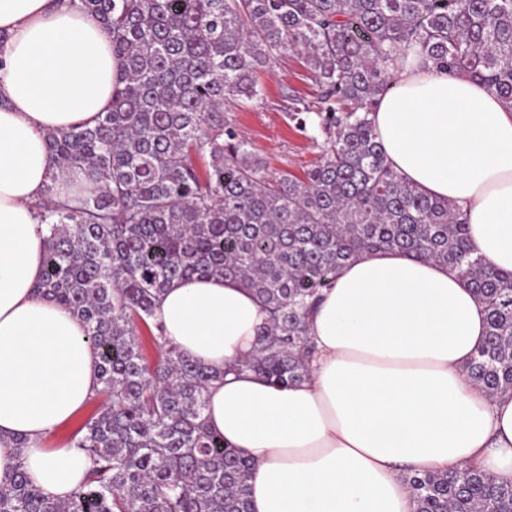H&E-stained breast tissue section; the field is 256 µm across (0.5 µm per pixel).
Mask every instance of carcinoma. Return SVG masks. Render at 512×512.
I'll use <instances>...</instances> for the list:
<instances>
[{
    "label": "carcinoma",
    "instance_id": "1",
    "mask_svg": "<svg viewBox=\"0 0 512 512\" xmlns=\"http://www.w3.org/2000/svg\"><path fill=\"white\" fill-rule=\"evenodd\" d=\"M112 38V109L48 135L53 174L94 189L45 205L40 296L65 306L98 350V412L71 447L92 462L71 497L25 475L0 512H249L253 464L224 447L205 412L228 371L276 387L309 375V317L338 270L374 251L448 267L487 311L464 366L490 395L512 393V272L469 246L461 211L385 159L369 115L415 56L482 81L512 108V0H79ZM303 55L316 101L288 119L319 161L270 177L231 106L263 96L256 73ZM218 276L268 313L256 354L214 369L167 344L153 321L174 282ZM163 356L149 364L138 323ZM415 512H512V483L474 466L405 477Z\"/></svg>",
    "mask_w": 512,
    "mask_h": 512
}]
</instances>
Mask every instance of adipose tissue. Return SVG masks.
<instances>
[{
  "label": "adipose tissue",
  "instance_id": "ef3b65f1",
  "mask_svg": "<svg viewBox=\"0 0 512 512\" xmlns=\"http://www.w3.org/2000/svg\"><path fill=\"white\" fill-rule=\"evenodd\" d=\"M0 33V486L21 467L64 501L89 462L44 440L94 395L100 361L82 323L36 291L38 206L86 188L80 169L52 176L47 136L109 111L118 66L100 20L73 0H0ZM394 80L372 114L388 161L457 205L475 253L512 271V109L431 65ZM155 320L221 368L254 352L267 315L236 281L192 276L166 289ZM485 334L484 305L445 266L377 252L340 268L310 324L305 381L228 373L210 390V430L254 464L250 512H414L405 474L467 465L512 481V394L463 371Z\"/></svg>",
  "mask_w": 512,
  "mask_h": 512
}]
</instances>
